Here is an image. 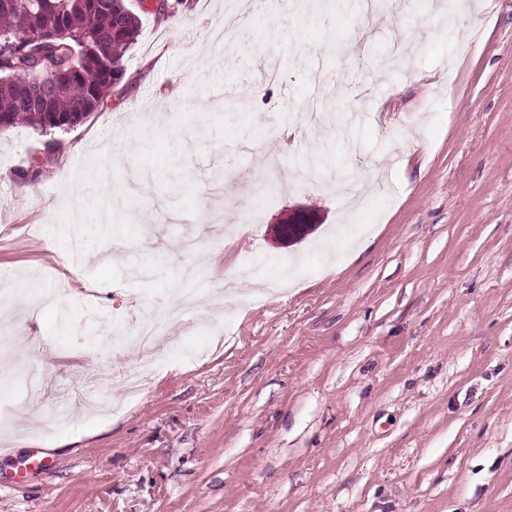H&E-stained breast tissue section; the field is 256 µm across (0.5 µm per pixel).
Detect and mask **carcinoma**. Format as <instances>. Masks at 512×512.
I'll return each instance as SVG.
<instances>
[{"instance_id": "1", "label": "carcinoma", "mask_w": 512, "mask_h": 512, "mask_svg": "<svg viewBox=\"0 0 512 512\" xmlns=\"http://www.w3.org/2000/svg\"><path fill=\"white\" fill-rule=\"evenodd\" d=\"M1 2L0 128L83 123L124 78L138 15L127 0Z\"/></svg>"}]
</instances>
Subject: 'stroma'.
<instances>
[{"label":"stroma","instance_id":"obj_1","mask_svg":"<svg viewBox=\"0 0 512 512\" xmlns=\"http://www.w3.org/2000/svg\"><path fill=\"white\" fill-rule=\"evenodd\" d=\"M130 4L97 112L0 132V512H512V0H449L460 33L420 0ZM91 377L99 408L55 405ZM177 313L178 309L176 308L148 310L144 313L142 319L137 322L136 333L147 344L143 354L144 366L153 365L158 360L164 347L176 340L167 331V324Z\"/></svg>","mask_w":512,"mask_h":512}]
</instances>
